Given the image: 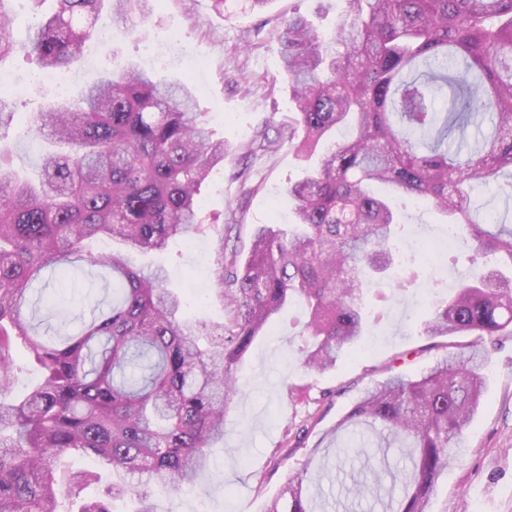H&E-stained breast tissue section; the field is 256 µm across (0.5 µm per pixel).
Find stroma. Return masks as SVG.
Returning <instances> with one entry per match:
<instances>
[{"label":"stroma","instance_id":"obj_1","mask_svg":"<svg viewBox=\"0 0 512 512\" xmlns=\"http://www.w3.org/2000/svg\"><path fill=\"white\" fill-rule=\"evenodd\" d=\"M338 0H270L263 11L234 5L216 12L212 0H155L153 16L126 30L113 24L108 38L92 36L81 57L64 70V95L96 82L121 63H143L171 41L202 61L189 70L177 58L154 66L168 80L186 82L198 111L211 118L214 138L230 143L231 151L201 188L206 220L237 227L240 254L249 251L251 232L259 224H287L292 205L286 194L301 160L288 148L276 152L254 149L263 128L287 123L292 110L288 81L279 54L278 33L285 18L296 12L314 17L318 26L336 23ZM37 22L29 0H17L9 33L12 56L0 62L11 75V127L0 139V153L19 174L35 175L49 145L29 131L34 112L45 103L43 89L33 88L39 67L29 55V38ZM405 232L411 239L433 242L443 233L430 206L397 200ZM212 241L198 237L193 245L175 243L159 255L170 270V284L187 299L186 319L221 320L222 309L201 294L211 285L207 257ZM464 247L429 255L414 286L400 289L394 276L380 278L366 293L368 306L384 304L382 321L371 323L375 349L353 352L322 374L302 364L301 307H286L272 331L251 346L239 377V392L214 451L212 468L190 489L177 495L155 491L159 512H263L289 474L307 470L312 490L328 503L326 512H382L371 491L350 502L345 487L368 472L366 458L341 453V441L330 430L343 418L364 389L387 376L393 364L417 374L436 358L467 344L464 336L429 338L420 324L430 303L423 292L445 296L472 268ZM100 271L89 266L70 270L67 277L48 274L37 283V294L51 296L56 309L38 307L40 331L75 330L89 311L84 303L93 288L102 287ZM432 512H512V340L491 352L487 389L479 412L465 430L447 470L441 475Z\"/></svg>","mask_w":512,"mask_h":512}]
</instances>
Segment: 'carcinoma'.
Instances as JSON below:
<instances>
[{
  "instance_id": "cac0c4a2",
  "label": "carcinoma",
  "mask_w": 512,
  "mask_h": 512,
  "mask_svg": "<svg viewBox=\"0 0 512 512\" xmlns=\"http://www.w3.org/2000/svg\"><path fill=\"white\" fill-rule=\"evenodd\" d=\"M13 0H0V60L12 52ZM32 38L37 64L62 70L82 53L105 0H52ZM112 21L146 22L150 0H110ZM331 31L296 13L284 21L280 60L294 104L283 142L307 161L331 132L353 130L288 186L286 232L253 228L244 261L224 254V227L201 220L202 184L230 146L212 137L192 93L124 64L111 76L49 101L33 131L60 147L38 179L0 156V512H112L129 493L135 512H157L153 487L176 494L211 467L238 394V370L282 307L303 304L302 364L322 373L357 350L370 311L366 286L394 261L402 224L387 197L431 203L460 226L464 247L491 268L460 284L423 321L425 336L466 334L412 377L368 387L332 434L345 447L405 449L403 493L387 512H428L451 449L480 407L485 364L512 336V225L472 202L474 185L512 200V0H341ZM212 233L210 298L224 321L191 324L162 267L134 252ZM124 249L96 256L92 239ZM84 262L110 274L112 300L77 331L43 339L30 316L33 282L47 268ZM42 372L10 400L18 346ZM91 457L72 471L65 456ZM108 469L123 482L86 490ZM296 472L264 512H318Z\"/></svg>"
}]
</instances>
